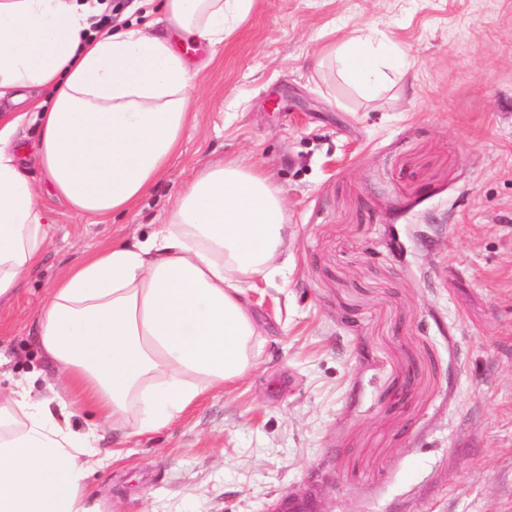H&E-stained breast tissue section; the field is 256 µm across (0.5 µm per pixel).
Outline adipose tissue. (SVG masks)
I'll list each match as a JSON object with an SVG mask.
<instances>
[{"label":"adipose tissue","instance_id":"1","mask_svg":"<svg viewBox=\"0 0 512 512\" xmlns=\"http://www.w3.org/2000/svg\"><path fill=\"white\" fill-rule=\"evenodd\" d=\"M254 0H160L166 34L100 35L98 0H0V99L48 87L50 107L0 121V299L19 288L48 244L17 132L37 124L45 182L77 214L103 224L164 175L188 123L195 72L182 42H223ZM328 59L365 100L406 66L389 42L352 31ZM285 204L260 167L206 166L185 182L168 223L94 251L51 285L36 346L57 373L42 399L30 378L0 389V512H102L84 489L107 467L106 428L151 433L204 392L241 378L260 330L247 290L280 269ZM92 415L86 429L68 417Z\"/></svg>","mask_w":512,"mask_h":512}]
</instances>
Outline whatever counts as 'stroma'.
Instances as JSON below:
<instances>
[{"label":"stroma","instance_id":"stroma-1","mask_svg":"<svg viewBox=\"0 0 512 512\" xmlns=\"http://www.w3.org/2000/svg\"><path fill=\"white\" fill-rule=\"evenodd\" d=\"M361 29L405 73L361 98L322 51ZM194 81L161 181L105 224L37 202L39 266L0 301L15 377L43 372L36 314L89 251L167 223L219 160L262 167L288 244L247 291L263 333L240 381L156 432L107 431L104 512H512V0H254Z\"/></svg>","mask_w":512,"mask_h":512}]
</instances>
